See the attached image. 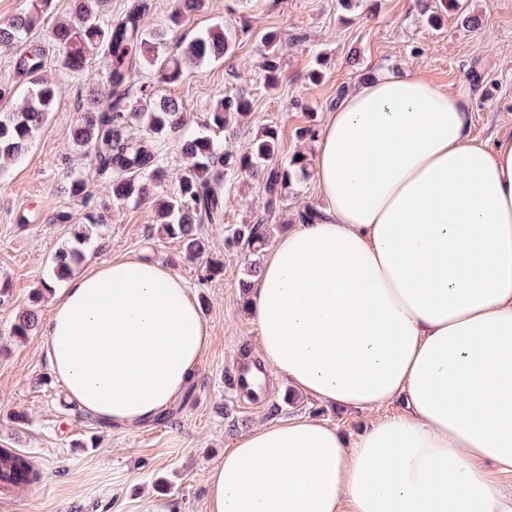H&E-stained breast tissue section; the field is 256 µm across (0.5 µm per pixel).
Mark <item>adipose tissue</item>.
Wrapping results in <instances>:
<instances>
[{
  "mask_svg": "<svg viewBox=\"0 0 512 512\" xmlns=\"http://www.w3.org/2000/svg\"><path fill=\"white\" fill-rule=\"evenodd\" d=\"M470 106L425 73L355 83L327 112L323 206L279 235L250 291L256 352L324 402L402 414L354 439L314 418L241 434L206 512H512V138H468ZM49 367L103 425L137 428L195 380L208 341L166 265L93 263L60 291Z\"/></svg>",
  "mask_w": 512,
  "mask_h": 512,
  "instance_id": "ef3b65f1",
  "label": "adipose tissue"
}]
</instances>
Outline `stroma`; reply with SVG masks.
Returning <instances> with one entry per match:
<instances>
[{
	"label": "stroma",
	"mask_w": 512,
	"mask_h": 512,
	"mask_svg": "<svg viewBox=\"0 0 512 512\" xmlns=\"http://www.w3.org/2000/svg\"><path fill=\"white\" fill-rule=\"evenodd\" d=\"M144 17L166 30L170 44L184 45L205 29L223 25L232 46L224 59L184 71L173 84L158 83L151 70L142 81L157 83L184 115L183 135L198 134L216 100L245 92L251 112L232 119L217 135L219 145L235 150L273 126L279 131V158L296 153L316 157L317 144L302 141L298 129L321 127L341 90L373 73L425 71L438 85L466 95L470 134L482 148L512 136V0H462L461 11L445 14L431 26L420 0H359L342 9L339 0H206L203 10L171 26L174 0H151ZM478 16L471 29L462 17ZM278 35L282 76L270 89L262 77V38ZM319 68L320 81L307 73ZM46 76L63 93L27 152L0 164V448L31 457L41 482L0 494V512H205V477L222 460L238 435L252 427L294 416H309L355 437L367 422L392 414V407L352 411L311 396L286 397L287 380L268 375L257 398L230 390L229 371L239 349L253 346L258 328L243 308L241 284L254 257L224 246L226 228L251 223L264 211L258 185L231 176L226 183L224 221L203 225L209 254L223 262L221 274L201 277L187 262L177 240L163 235L153 204L107 206L105 186L90 157L76 152L71 128L78 101L105 93V69L92 56L82 71L65 69L48 57ZM83 175L89 200L68 190L71 175ZM321 207L312 176H299L288 189L274 225L296 224L305 206ZM106 211L104 224L83 244L84 263L149 255L183 277L206 323L209 343L198 377L165 419L134 430L107 428L86 417L71 402L47 365L42 330L53 310L43 282L54 279L53 258L74 241L76 219ZM74 215L71 224L54 223L57 213ZM36 306L41 327L18 337L11 328L19 312Z\"/></svg>",
	"instance_id": "1"
}]
</instances>
